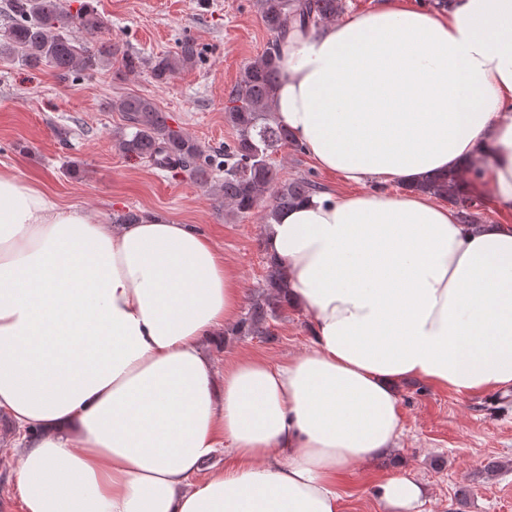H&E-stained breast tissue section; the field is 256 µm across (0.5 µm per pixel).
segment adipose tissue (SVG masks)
<instances>
[{
  "label": "adipose tissue",
  "mask_w": 512,
  "mask_h": 512,
  "mask_svg": "<svg viewBox=\"0 0 512 512\" xmlns=\"http://www.w3.org/2000/svg\"><path fill=\"white\" fill-rule=\"evenodd\" d=\"M278 55L276 122L316 168L379 184L263 225L310 319L285 363L204 353L243 288L191 225L109 224L0 169V410L39 431L16 453L24 512H341L338 477L402 434L400 380L512 386V224L473 230L416 189L469 173L512 214V0H382ZM374 496L420 512L426 488L398 473Z\"/></svg>",
  "instance_id": "obj_1"
}]
</instances>
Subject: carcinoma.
I'll use <instances>...</instances> for the list:
<instances>
[{
	"label": "carcinoma",
	"instance_id": "obj_1",
	"mask_svg": "<svg viewBox=\"0 0 512 512\" xmlns=\"http://www.w3.org/2000/svg\"><path fill=\"white\" fill-rule=\"evenodd\" d=\"M261 20L275 36V43L256 61L246 65L227 99L224 118L235 130L236 138L224 148V180L214 185V194L224 202L227 215L244 217L263 208V223H273L278 214L307 195L319 190L308 179L283 180L272 156L296 143L291 133L274 118L275 93L280 78L278 42L288 32L307 28L319 21L330 22L345 9L344 0H256ZM8 25L0 30V60L19 61L27 67L48 65L66 81L80 71L94 72L120 57L129 73L148 69L160 84L168 82L199 56L198 44L181 40L176 50L144 59L102 43L91 47L73 37L74 31L95 36L105 23L90 5L73 12L61 0H6ZM122 112L126 128L119 138V150L129 157L147 159L168 169L189 173L202 185L211 183L217 163L212 154L181 128L173 127L169 116L157 103L145 96L128 95L112 102ZM460 175L424 180L419 188L435 197L452 202L463 224L480 223L476 203L470 194L459 191ZM288 284L283 275L269 267L265 285L249 301L245 317L232 328L239 336L271 335L269 321L285 308Z\"/></svg>",
	"mask_w": 512,
	"mask_h": 512
}]
</instances>
